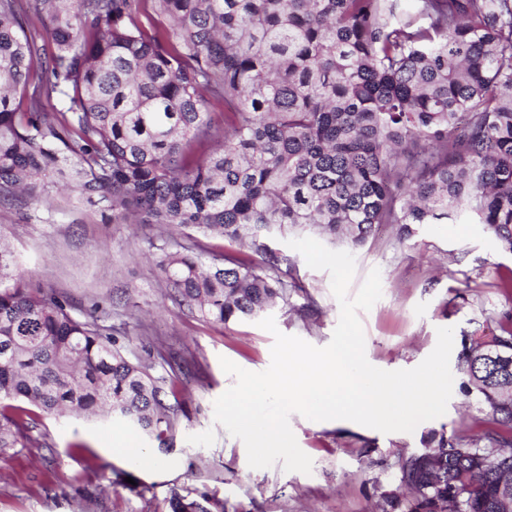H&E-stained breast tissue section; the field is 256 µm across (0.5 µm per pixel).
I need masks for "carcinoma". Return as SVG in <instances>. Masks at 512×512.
<instances>
[{
    "label": "carcinoma",
    "instance_id": "obj_1",
    "mask_svg": "<svg viewBox=\"0 0 512 512\" xmlns=\"http://www.w3.org/2000/svg\"><path fill=\"white\" fill-rule=\"evenodd\" d=\"M0 0V197L60 184L114 224L194 228L261 253L207 264L157 247L179 305L225 324L284 299L288 258L258 243L314 232L405 239L465 213L512 252V0ZM223 106L224 125L210 108ZM461 389L488 427L439 435L400 480L406 512H512V316L462 344ZM133 361L66 299L28 288L0 235V453L34 416L120 419L166 444L178 379ZM203 493L171 512H211Z\"/></svg>",
    "mask_w": 512,
    "mask_h": 512
}]
</instances>
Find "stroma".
<instances>
[{
    "label": "stroma",
    "instance_id": "1",
    "mask_svg": "<svg viewBox=\"0 0 512 512\" xmlns=\"http://www.w3.org/2000/svg\"><path fill=\"white\" fill-rule=\"evenodd\" d=\"M0 237L35 287L65 296L74 314L97 312L99 325L126 344L130 357L148 358L153 374L184 361L191 369L165 453L154 439L113 421L40 415L31 431L37 446L0 456V512H170L175 491L192 498L208 493L224 512H378L386 502L408 500L399 462L427 448L433 432L461 442L475 433V399L456 386L446 413L410 433L374 434L349 422L292 415L298 445L313 460L311 473L278 464L250 468L243 442L214 420L215 399L235 382L220 360L266 370L273 333L254 317L217 324L190 313L171 299L149 252L153 243L194 244L209 262L237 254L240 243L189 228L116 224L108 202L91 205L54 188L38 202L26 195L1 200ZM287 240L284 234L265 240L289 260L281 270L286 296L268 314L279 332L326 346L340 316L330 275L309 268ZM335 248L355 258L350 293L372 269L380 271L382 297L359 315L366 357L378 368L416 367L434 349L437 328H453L457 343L477 341L498 334L512 314V293L497 286L512 275V252L467 218L423 226L403 240L386 224L364 245ZM124 437L153 466L113 455L111 440Z\"/></svg>",
    "mask_w": 512,
    "mask_h": 512
}]
</instances>
